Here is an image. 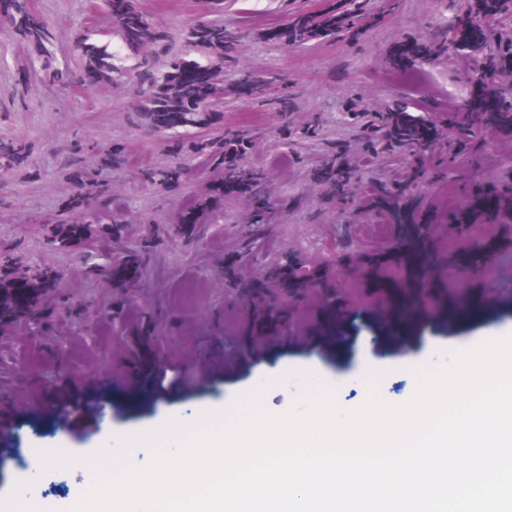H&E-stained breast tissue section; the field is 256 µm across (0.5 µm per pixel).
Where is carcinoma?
Returning <instances> with one entry per match:
<instances>
[{
  "mask_svg": "<svg viewBox=\"0 0 512 512\" xmlns=\"http://www.w3.org/2000/svg\"><path fill=\"white\" fill-rule=\"evenodd\" d=\"M116 2L111 20L123 31V42L114 45L100 34L83 33L74 47V52L82 61V69L95 71L102 81L125 76L124 62L139 56L144 43L163 41L161 32L135 9L133 0ZM5 22L12 32L32 42L40 50L37 60L31 61L27 67L34 69L39 63L43 69L53 72L60 84H80L81 72L54 66L56 52L48 29L29 10L28 0H14L13 8L5 14ZM232 41L233 37L224 26L204 23L187 30L185 53L174 59L165 72L155 71L146 61L139 62L136 85L142 95V110L161 120L175 113L184 119L186 127L197 126L208 108L200 106L197 85L185 81V76L197 72L199 68L210 69L208 58L223 55L231 47Z\"/></svg>",
  "mask_w": 512,
  "mask_h": 512,
  "instance_id": "cac0c4a2",
  "label": "carcinoma"
}]
</instances>
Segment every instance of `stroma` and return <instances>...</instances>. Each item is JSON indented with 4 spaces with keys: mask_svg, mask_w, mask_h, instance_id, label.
Instances as JSON below:
<instances>
[{
    "mask_svg": "<svg viewBox=\"0 0 512 512\" xmlns=\"http://www.w3.org/2000/svg\"><path fill=\"white\" fill-rule=\"evenodd\" d=\"M465 2L135 0L165 35L140 50L157 71L192 25L234 38L211 60L223 103L176 132L149 123L130 80L84 90L27 68L34 46L0 22V141L22 152L0 167V512H69L103 449L116 471L147 463L168 421L302 412L324 388L353 409L372 384L397 402L442 352L512 334L497 286L512 273V126L464 109L481 83L512 101V72L489 67L512 47V11L475 44L458 35ZM29 7L57 65L78 68L80 32L122 39L101 0ZM299 28L314 37L277 41ZM414 45L420 80L399 81ZM401 113L433 140L397 137ZM229 139L258 189H225L214 151ZM176 167L188 177L166 183ZM459 286L474 310L452 319ZM170 364L199 381L154 388ZM50 445L74 466L32 456Z\"/></svg>",
    "mask_w": 512,
    "mask_h": 512,
    "instance_id": "obj_1",
    "label": "stroma"
}]
</instances>
